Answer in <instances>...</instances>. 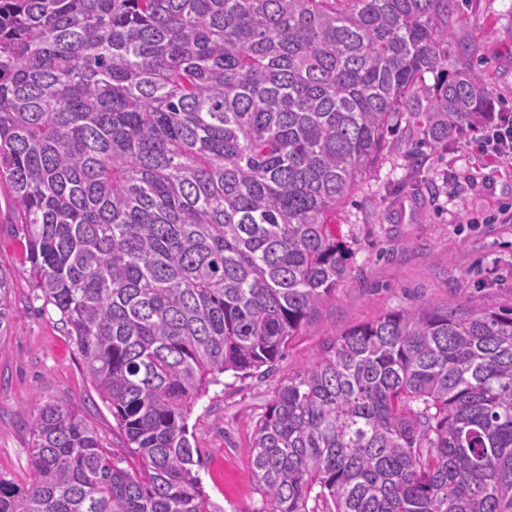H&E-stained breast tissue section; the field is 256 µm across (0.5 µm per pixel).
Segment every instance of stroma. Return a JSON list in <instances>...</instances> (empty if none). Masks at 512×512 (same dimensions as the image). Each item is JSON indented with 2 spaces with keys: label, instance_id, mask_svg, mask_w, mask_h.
<instances>
[{
  "label": "stroma",
  "instance_id": "obj_1",
  "mask_svg": "<svg viewBox=\"0 0 512 512\" xmlns=\"http://www.w3.org/2000/svg\"><path fill=\"white\" fill-rule=\"evenodd\" d=\"M454 28L473 54L464 65L485 76L498 108L512 113V0H462ZM475 128L433 147L391 136L386 153L336 212L346 274L336 291L289 342L268 371L221 384L193 407L189 432L198 444L201 485L224 512H259L252 473L255 424L274 391L310 365L340 333L394 309L479 299L493 311L512 308V166L475 150ZM423 159L408 166L409 150ZM26 229L8 189H0V267L10 270L13 314L0 336V471L29 475L31 428L39 405L74 408L127 469L138 458L124 448L111 411L87 380L83 357L60 315L36 300L26 272Z\"/></svg>",
  "mask_w": 512,
  "mask_h": 512
}]
</instances>
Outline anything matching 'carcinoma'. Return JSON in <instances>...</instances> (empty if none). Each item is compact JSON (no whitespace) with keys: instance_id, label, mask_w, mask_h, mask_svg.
<instances>
[{"instance_id":"1","label":"carcinoma","mask_w":512,"mask_h":512,"mask_svg":"<svg viewBox=\"0 0 512 512\" xmlns=\"http://www.w3.org/2000/svg\"><path fill=\"white\" fill-rule=\"evenodd\" d=\"M458 0H0V184L36 298L140 459L43 404L0 512H224L187 416L282 359L339 286L329 220L399 123L495 111ZM437 83L425 99L422 78ZM0 266V334L11 318ZM258 512H512V313L475 301L341 333L255 425Z\"/></svg>"}]
</instances>
